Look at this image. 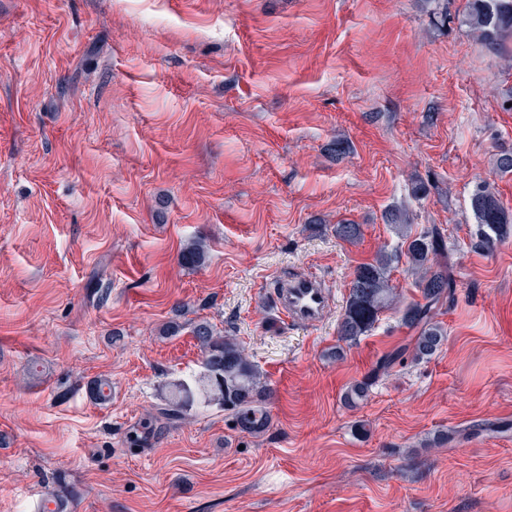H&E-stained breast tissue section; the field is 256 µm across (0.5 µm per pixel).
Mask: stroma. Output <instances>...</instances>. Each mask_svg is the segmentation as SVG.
<instances>
[{"instance_id":"obj_1","label":"stroma","mask_w":512,"mask_h":512,"mask_svg":"<svg viewBox=\"0 0 512 512\" xmlns=\"http://www.w3.org/2000/svg\"><path fill=\"white\" fill-rule=\"evenodd\" d=\"M463 6L0 0V512L48 487L79 490L70 512H512V238L469 245L480 182L512 211V51ZM391 211L446 229L456 302L436 353L351 409L418 334L401 265L334 355L355 269L399 243ZM292 268L333 292L321 327L263 294ZM198 318L257 365L268 427L200 408L130 443L197 370L194 337L166 328Z\"/></svg>"}]
</instances>
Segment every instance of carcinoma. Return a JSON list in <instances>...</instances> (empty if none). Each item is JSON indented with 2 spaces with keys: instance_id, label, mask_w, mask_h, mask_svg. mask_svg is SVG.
I'll return each instance as SVG.
<instances>
[{
  "instance_id": "obj_1",
  "label": "carcinoma",
  "mask_w": 512,
  "mask_h": 512,
  "mask_svg": "<svg viewBox=\"0 0 512 512\" xmlns=\"http://www.w3.org/2000/svg\"><path fill=\"white\" fill-rule=\"evenodd\" d=\"M463 20L480 33L487 45L498 49L505 38L512 37V0H465ZM471 208L477 222L471 246L476 250H490L512 229V213L504 208L487 183L477 185ZM393 228L399 230L407 244L411 271L416 275L420 292V299L405 306L402 320L418 329V336L411 346L383 354L375 367L350 387L344 401L351 407L363 400L379 378L402 363L406 356L422 359L439 349L445 333L434 322L435 312L444 305H453L456 299L457 283L448 265L439 262L428 265L429 258L439 259L448 253L444 229L432 224L413 236L406 224H395ZM400 257L397 248L382 251L374 262L357 268L338 325V340L350 345L372 329L379 313L393 300L389 272ZM188 330L203 353L200 369L190 380L168 385V393L155 413L131 430L129 438L134 444L147 440L158 424L170 426L182 422L196 403L205 407L216 405L231 412L244 432L262 430L260 426L249 429L243 426L249 415L259 414L269 420L267 407L263 405L265 389L260 386V373L236 339L223 334L206 319L191 321Z\"/></svg>"
}]
</instances>
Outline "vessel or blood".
<instances>
[{"mask_svg": "<svg viewBox=\"0 0 512 512\" xmlns=\"http://www.w3.org/2000/svg\"><path fill=\"white\" fill-rule=\"evenodd\" d=\"M274 298L284 320L307 327L319 326L331 304L325 281L308 273L290 276L287 285L275 289Z\"/></svg>", "mask_w": 512, "mask_h": 512, "instance_id": "b4317fda", "label": "vessel or blood"}]
</instances>
